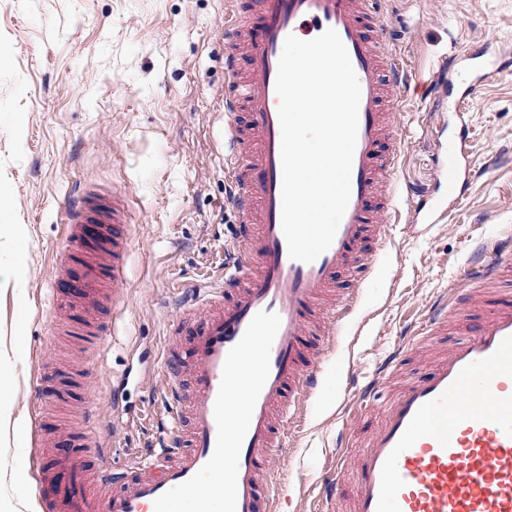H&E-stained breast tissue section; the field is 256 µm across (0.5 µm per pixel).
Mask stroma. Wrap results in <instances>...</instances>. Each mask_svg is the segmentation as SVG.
<instances>
[{
    "instance_id": "obj_1",
    "label": "stroma",
    "mask_w": 512,
    "mask_h": 512,
    "mask_svg": "<svg viewBox=\"0 0 512 512\" xmlns=\"http://www.w3.org/2000/svg\"><path fill=\"white\" fill-rule=\"evenodd\" d=\"M386 11L412 73L392 113L402 204L441 199L448 142L463 135L472 181L446 222L393 223L383 275L338 276L366 301L352 333L328 340L326 385L271 462L291 512H311L337 431L351 427L359 445L400 385L465 339L464 322L451 318L446 332L421 340L351 423L342 410L350 383L371 379L437 292L458 284L476 242L512 226V0H388ZM475 57L504 71L472 94ZM224 90V0H0V225L27 229L17 242L0 237V269L24 274L20 287L0 288V344L21 361L8 399L25 419L18 439L0 435V456L25 474V499L36 497L37 433H55L63 454L67 431L90 428L120 466L166 431L159 351L171 303L219 273L236 220L224 204ZM88 191L125 196L132 239L122 303L99 352L52 322L71 248L62 209ZM61 364L70 369L64 399L35 400L37 381Z\"/></svg>"
}]
</instances>
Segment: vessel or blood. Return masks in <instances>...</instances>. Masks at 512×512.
Returning <instances> with one entry per match:
<instances>
[{
  "label": "vessel or blood",
  "instance_id": "obj_1",
  "mask_svg": "<svg viewBox=\"0 0 512 512\" xmlns=\"http://www.w3.org/2000/svg\"><path fill=\"white\" fill-rule=\"evenodd\" d=\"M330 28L359 80L358 133L351 195L334 241L304 263L290 258L282 230L275 82L288 35L310 40ZM388 37L380 0H226L224 180L238 246L219 280L194 288L167 325L161 410L173 428L158 451L121 470L104 458L91 464L96 442L87 431L70 435L67 457L42 449V512H276L274 498L264 495L275 479L271 460L322 384L326 339L360 300L355 292L334 296L336 277L377 261L374 247L389 227L373 214H399L398 138L382 103L408 73L400 51L384 52ZM241 111L247 122H239ZM468 152L464 136L448 146V206L467 191L456 162ZM126 215L118 193L66 208L73 248L60 292L93 349L107 338L88 313L101 308L106 286L121 287L127 278ZM462 277L481 286L512 279V232L488 240ZM459 310L456 291L441 294L382 362V376H391L420 338L447 329ZM486 314L427 376L406 383L357 458L337 457L320 488V512L340 505L351 471V512H512V300L488 305Z\"/></svg>",
  "mask_w": 512,
  "mask_h": 512
}]
</instances>
